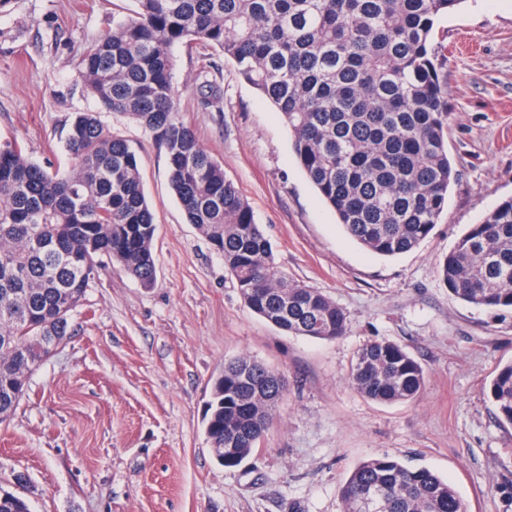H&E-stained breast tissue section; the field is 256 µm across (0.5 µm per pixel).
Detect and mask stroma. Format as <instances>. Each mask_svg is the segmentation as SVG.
Wrapping results in <instances>:
<instances>
[{
    "instance_id": "1",
    "label": "stroma",
    "mask_w": 512,
    "mask_h": 512,
    "mask_svg": "<svg viewBox=\"0 0 512 512\" xmlns=\"http://www.w3.org/2000/svg\"><path fill=\"white\" fill-rule=\"evenodd\" d=\"M134 0H9L0 9V139L39 163H65L64 125L97 112L138 151L152 207V286L119 268L89 288L71 334L32 373L0 422V488L31 512H341L340 488L383 454L448 479L469 512H506L512 425L488 395L512 361V310L451 295L438 263L470 225L512 196V0H465L440 16L448 47V156L458 179L448 210L415 249L366 251L298 165L274 106L223 55L173 49L179 116L224 165L289 280L340 306L336 340L285 333L247 309L224 262L186 221L166 159L148 132L102 111L78 74L81 54ZM224 93L204 107L196 75ZM401 344L425 373L409 402L372 401L351 385L359 348ZM247 356L283 373L288 390L240 466L216 461L203 432L212 380Z\"/></svg>"
}]
</instances>
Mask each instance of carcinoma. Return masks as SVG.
<instances>
[{
  "label": "carcinoma",
  "mask_w": 512,
  "mask_h": 512,
  "mask_svg": "<svg viewBox=\"0 0 512 512\" xmlns=\"http://www.w3.org/2000/svg\"><path fill=\"white\" fill-rule=\"evenodd\" d=\"M78 60L100 105L142 126L164 150L170 187L188 223L223 258L244 304L282 331L320 340L346 334L347 316L324 293L288 281L252 208L174 109L172 48L213 51L281 113L295 158L349 237L396 256L434 230L456 172L448 158V55L433 40L438 16L464 0H135ZM67 165L31 160L0 141V421L26 393L29 358L71 335L88 288L118 265L149 287L156 277L153 212L129 142L93 112H76ZM455 297L512 309V197L470 227L439 263ZM349 379L370 400L416 399L422 366L400 344L361 347ZM288 389L279 372L246 357L224 364L203 418L224 466L257 447ZM512 425V363L489 385ZM467 512L448 480L389 455L361 463L341 489L343 512ZM0 512H30L0 490Z\"/></svg>",
  "instance_id": "cac0c4a2"
}]
</instances>
